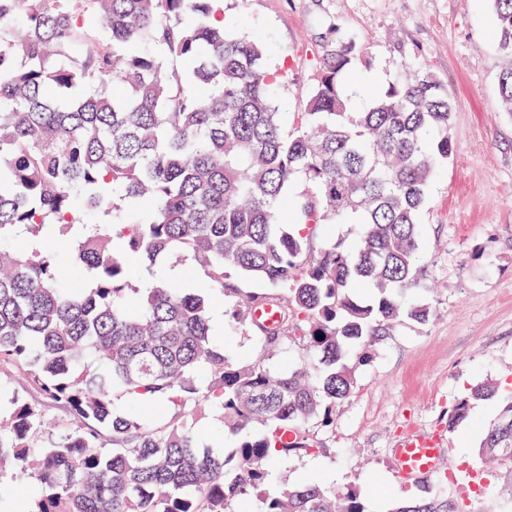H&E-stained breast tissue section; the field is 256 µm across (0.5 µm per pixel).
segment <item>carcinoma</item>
I'll return each mask as SVG.
<instances>
[{
  "mask_svg": "<svg viewBox=\"0 0 512 512\" xmlns=\"http://www.w3.org/2000/svg\"><path fill=\"white\" fill-rule=\"evenodd\" d=\"M491 2L511 59L512 0ZM222 15L223 0H0V241L23 239L0 248V369L71 417L50 434L42 404L14 398L0 471L25 482L18 512H365L319 479L271 487L274 464L314 450L306 425L351 395L353 347L430 318L404 295L421 287L419 214L456 151L454 101L419 66L354 105L343 77L367 47L325 35L288 130L274 94L288 74ZM498 86L511 113L512 66ZM298 176L308 189L294 196ZM320 225L345 234L314 247ZM183 250L207 283L157 269ZM133 260L149 287L128 286ZM218 294L259 358L237 361L215 337ZM261 303L276 325L254 317ZM291 337L319 366L272 363ZM495 394L474 385L448 431ZM209 412L238 437L231 452L200 425ZM480 451L512 480V391ZM392 512H512V497Z\"/></svg>",
  "mask_w": 512,
  "mask_h": 512,
  "instance_id": "carcinoma-1",
  "label": "carcinoma"
}]
</instances>
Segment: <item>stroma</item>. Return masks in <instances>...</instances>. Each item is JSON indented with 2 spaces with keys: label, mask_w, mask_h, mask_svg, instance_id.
Returning a JSON list of instances; mask_svg holds the SVG:
<instances>
[{
  "label": "stroma",
  "mask_w": 512,
  "mask_h": 512,
  "mask_svg": "<svg viewBox=\"0 0 512 512\" xmlns=\"http://www.w3.org/2000/svg\"><path fill=\"white\" fill-rule=\"evenodd\" d=\"M224 14L265 40L270 68H287L276 90L282 112L302 110L319 35L330 27L367 45L361 74L386 83L406 77V64H422L456 103L457 150L438 168L419 219L426 286L406 295L435 315L424 325L396 324L367 358H352V394L328 425L311 427L317 450L280 463L274 484L307 475L340 494L354 488L365 512L411 498H465L439 475L405 484L394 474L388 450L402 434L440 429L449 433L451 465L480 470L484 501L499 498L503 466L479 452L499 397L472 401L468 419L448 427L449 411L473 385L512 383V114L500 106L505 59L490 0H224Z\"/></svg>",
  "instance_id": "1"
}]
</instances>
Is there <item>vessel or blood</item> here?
<instances>
[{
    "mask_svg": "<svg viewBox=\"0 0 512 512\" xmlns=\"http://www.w3.org/2000/svg\"><path fill=\"white\" fill-rule=\"evenodd\" d=\"M394 473L399 480L410 481L428 474L445 461L443 437L438 433H407L390 451Z\"/></svg>",
    "mask_w": 512,
    "mask_h": 512,
    "instance_id": "vessel-or-blood-1",
    "label": "vessel or blood"
}]
</instances>
